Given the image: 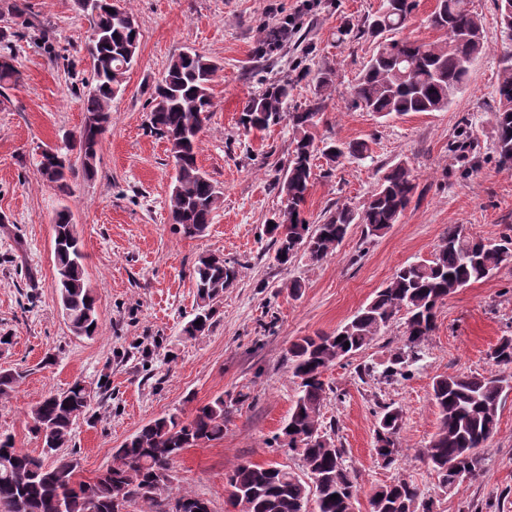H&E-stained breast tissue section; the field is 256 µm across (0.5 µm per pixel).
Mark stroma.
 I'll return each instance as SVG.
<instances>
[{
  "instance_id": "obj_1",
  "label": "stroma",
  "mask_w": 512,
  "mask_h": 512,
  "mask_svg": "<svg viewBox=\"0 0 512 512\" xmlns=\"http://www.w3.org/2000/svg\"><path fill=\"white\" fill-rule=\"evenodd\" d=\"M24 2L68 50L80 77H89V24L73 0ZM121 3L140 25L138 62L112 103L96 176L75 179L69 195L44 181L35 150L63 145L80 128L82 92L37 41L8 39L22 79L0 96V335L11 338L0 345V370L19 368L27 375L9 399L0 400V431L39 454L28 411L82 381L91 406L63 453L78 460L81 477L91 478L148 422L175 412L189 418L215 397L230 402L247 394L222 441L185 449L173 465L175 486L209 500L213 512H227L225 476L238 464L275 462L302 470L299 456L274 441L298 395L285 360L291 342L343 326L399 267L431 258L453 225L496 242L512 237V170L501 169L493 151L504 35L495 0H469L482 18L488 49L473 62L466 87L444 111L382 117L353 106L348 95L373 38L342 42L337 35L346 24L362 28L380 0ZM288 19L294 29L283 46L266 49L270 29ZM185 46L218 66L216 107L200 136L198 164L223 202L195 238L183 237L170 221L173 164L166 143L147 131L151 89ZM324 69L337 77L318 139L365 140L372 155L346 158L331 169L324 158L315 159L305 204L309 222L320 223L339 203L361 205L401 161L412 168L417 189L385 234L370 237L354 224L332 256L314 263L300 255L282 266L264 227L281 207L274 183L287 164L293 131L282 123L246 133L238 120L246 102L279 77L293 86L290 109L305 108ZM463 128L474 144L465 157L449 149ZM62 208L73 215L97 298L100 329L90 338L71 334L57 303L52 218ZM205 253L239 263L240 276L225 289L210 331L188 340L182 328L195 308L191 270ZM293 279L304 284L296 297L287 290ZM404 321L397 316L367 349L324 375L331 391L322 412L356 472V512H369L373 492L399 477L433 499L436 512H464L467 504L490 498L498 499V512H512V391L503 399L496 432L480 450L479 477L446 490L422 455L439 423L434 379L490 371V348L512 334V262L439 304L420 361L407 377L388 382L379 371L399 346ZM366 365L374 374L358 376ZM382 403L404 414L398 435L404 455L392 468L378 466L372 455Z\"/></svg>"
}]
</instances>
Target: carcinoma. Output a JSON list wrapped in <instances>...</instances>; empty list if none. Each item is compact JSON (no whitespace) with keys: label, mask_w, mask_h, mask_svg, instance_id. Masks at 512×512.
Segmentation results:
<instances>
[{"label":"carcinoma","mask_w":512,"mask_h":512,"mask_svg":"<svg viewBox=\"0 0 512 512\" xmlns=\"http://www.w3.org/2000/svg\"><path fill=\"white\" fill-rule=\"evenodd\" d=\"M89 23L86 44L92 61L90 77L82 81L85 119L55 155H40L39 169L45 180L60 192L71 191L77 175L86 179L96 173L98 152L110 119L112 99L123 90L125 75L138 55L140 30L134 14L117 5L107 7L74 0ZM390 12L373 14L364 32L376 39L373 53L351 90V101L382 117L410 112H441L467 83L470 67L485 53L482 20L467 0H438L429 25L442 32L432 42L403 35L416 0H383ZM217 65L198 51L187 48L173 55L151 94L150 133L163 139L174 163V184L169 196L172 223L187 238L202 235L213 212L221 205V192L198 165L199 138L214 101L212 82ZM21 72L12 53H0V93L17 85ZM333 85L332 73L318 77L314 100L301 112L288 111L291 84L275 80L243 108V130H266L288 121L294 148L285 176L277 179L284 197L265 233L276 248V260L286 265L302 253L319 262L336 252L348 227L362 224L370 236L384 234L411 203L416 183L404 162L392 165L381 184L358 207L336 205L319 224L304 217L313 179L312 160L321 153L336 164L346 156L364 159L371 154L366 141L316 144L317 128ZM497 100L493 110L495 152L499 165L512 167V50L502 54ZM55 288L71 332L93 336L99 329V314L93 290L86 279L84 253L69 209L56 212L54 221ZM512 260V249L488 241L466 226L457 224L432 258L399 268L387 285L332 334L304 336L293 342L286 354L288 366L300 380L299 396L292 406L282 436L288 450L300 456L310 482L275 463H242L226 475L232 488L228 499L233 512H346V501L357 496L354 470L346 463L344 450L336 447L324 426L322 407L330 386L325 372L336 362L365 350L387 329L396 316L406 315L403 345L381 372L386 378L404 375V369L420 360V345L434 329L437 305L473 282L487 278ZM239 264L215 254L202 255L193 267L196 314L183 329L195 338L212 325L215 305L224 289L233 285ZM201 324H195V321ZM494 367L489 373L452 374L436 378L432 401L439 424L423 452L439 484L455 489L481 471L480 448L494 434L504 393L512 390V336L501 337L488 352ZM23 374L0 371V399H7ZM90 399L84 385L75 381L67 390L50 394L28 412L29 432L41 440L42 451L32 455L16 446L15 437L0 432V512H127L141 503L146 512H191L209 501L187 490H173L172 465L183 450L224 439V427L232 410L220 395L196 408L185 421L172 413L142 426L113 453L112 464L92 479L79 475V462L60 456L46 458L71 441L73 426L86 415ZM374 431V459L383 468L395 466L403 455L398 434L402 409L379 405ZM338 498L331 499L332 495ZM314 510H308L309 502ZM374 512H435V503L422 497L420 489L406 479H397L373 494Z\"/></svg>","instance_id":"carcinoma-1"}]
</instances>
